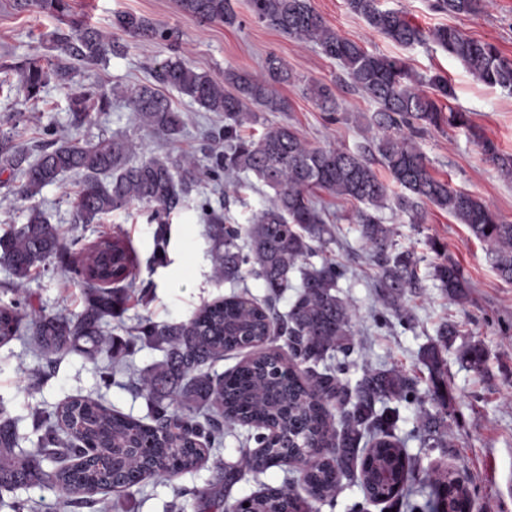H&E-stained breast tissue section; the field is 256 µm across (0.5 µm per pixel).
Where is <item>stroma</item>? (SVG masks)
<instances>
[{
	"mask_svg": "<svg viewBox=\"0 0 512 512\" xmlns=\"http://www.w3.org/2000/svg\"><path fill=\"white\" fill-rule=\"evenodd\" d=\"M312 7L338 34L357 41L368 51L405 58L422 77L446 75L454 89L452 107L466 112L471 130H432L419 141L429 160L434 177L449 182L458 190L489 202L504 221L512 222V182L503 181L493 165L486 162L474 140L481 133L500 150L512 154V92L492 88L476 80L457 60L448 57L434 43L402 47L367 27L349 12L345 0H310ZM383 7L404 10L407 18L423 30L448 25L464 34L493 43L512 59V0H495L488 13L454 17L432 10L431 0H381ZM242 19L238 28L213 23L201 25L177 11L174 0H73L76 17L106 29L114 13L129 11L180 32V53L197 72L223 80L224 70L232 66L255 72L269 54L282 58L296 76L291 85L278 86L290 109L279 113H260L258 121L245 124V138H259L267 126L286 123L295 127L315 147L343 146L357 149L366 137L365 117L374 108L363 93L352 90L335 61L326 58L312 44H304L253 19L248 0H232ZM58 25L46 14H19L0 0V63L15 62L31 56H50L45 36ZM121 46L118 55L107 63L80 70L75 87L100 85L134 88L153 81V69L171 56L170 46L146 43L117 34ZM322 83L336 93L340 104L336 121H328L309 93L311 85ZM174 106L186 121V130L176 143L158 139L139 129L127 99L112 101L110 112L81 130L84 139H96L101 133L128 135L140 141L144 154H198L205 129L219 123L216 113L206 112L189 103L177 92H170ZM26 113L16 133L28 144L39 137L47 123L67 127L68 92L48 86L39 103L26 102L23 95L0 91V117L11 112ZM79 179L64 175L56 184L43 189L39 202L52 223L65 231L92 240L101 233L117 232L134 246L140 274L137 289L147 294L143 305L131 304L120 321L114 322L115 334L136 324L138 318L172 322L191 317L200 305L233 293L228 283H217L212 276V260L198 198H191L182 209L171 213L172 239L166 265L157 266L153 257V227L146 213L138 209L116 211L97 224L73 222L71 201ZM318 202L330 215L333 237L321 255L345 267L347 275L339 282V294L355 314L356 345L350 356L347 375L356 382L364 369L385 365L417 378L418 401L401 406L403 420L398 430L410 456L422 469L442 464L459 471L473 501L472 512H512V283L500 278L484 243L477 240L466 225L457 223L447 212L426 206L425 221L410 223L395 210H383L384 224L395 231L397 249L414 252L419 259L418 274L423 288L407 295L404 305L410 321L400 320L386 309L377 296L378 268L368 256L351 218L357 208L351 200L317 192ZM454 259L470 281V300L461 305L448 299L431 277L432 266L440 255ZM35 306L49 312H78L82 293L77 282L65 275L59 263L36 274L25 285ZM455 324L459 335L445 355L448 368V422L446 449L423 447L413 434L420 410H434L427 396V369L420 361L423 346L436 336L443 322ZM480 344L484 351L482 370L462 364L463 345ZM43 365L29 347L15 341L0 346V401L19 421V431L31 432L28 414L33 407L50 408L67 397L97 392L95 365L84 355L65 356L40 385L32 375ZM213 463L170 481H155L142 492L124 497L107 495L105 512H166L168 505L183 500L185 492L211 482Z\"/></svg>",
	"mask_w": 512,
	"mask_h": 512,
	"instance_id": "1",
	"label": "stroma"
}]
</instances>
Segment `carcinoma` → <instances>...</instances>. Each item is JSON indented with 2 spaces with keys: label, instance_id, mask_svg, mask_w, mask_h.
Segmentation results:
<instances>
[{
  "label": "carcinoma",
  "instance_id": "obj_1",
  "mask_svg": "<svg viewBox=\"0 0 512 512\" xmlns=\"http://www.w3.org/2000/svg\"><path fill=\"white\" fill-rule=\"evenodd\" d=\"M178 10L200 23L241 25L232 0H175ZM494 0H434V10L451 16L488 12ZM347 8L369 28L392 42L412 47L431 41L461 62L478 80L512 91V59L487 41L452 26L427 33L405 13L385 9L380 0H346ZM252 17L301 42H311L338 63L352 88L375 109L366 119L379 162L399 192H391L372 168L366 150L313 147L288 124L268 128L246 140L240 127L260 112H286L288 101L275 89L293 82L278 57H266L258 73L228 67L224 81L195 71L178 55L160 64L155 78L207 112L224 114V125L208 130L206 163L181 155L138 158L141 145L128 136L80 141L52 124L34 146L17 142L14 128L21 112L5 116L11 130H0V175L19 180L15 190L30 202L26 223L0 235V266L9 280L0 284L13 295L0 305V346L14 340L32 346L52 364L79 352L97 364L100 386L128 375L129 387L143 397L147 420L116 410L102 396L77 395L54 410L31 412L36 446L23 448L17 421L0 402V495H12V512H34L17 491L48 486L58 492V512H100L107 493L143 489L154 479H171L198 469L224 443V425L258 430L247 435L237 463L219 468L215 481L192 491L177 512H220L232 488L246 476L258 480L273 467L295 469L305 486L303 497L287 486L265 487L237 501L236 512H313V504L334 505L343 481H361L371 501L400 504L407 512H470L471 499L454 472L427 473L400 447L395 431L402 421L398 406L415 392L413 380L394 368H367L351 389L343 383L345 362L355 346L353 310L337 293L345 271L324 259L315 264L331 234L313 192L325 191L361 204L353 223L367 253L380 270L377 283L383 304L406 319L402 300L421 287L418 260L394 248L393 231L379 213L395 208L423 223L421 205L448 212L489 246L500 277L512 282V223L500 219L484 199L434 178L417 139L430 129L471 128L466 113L446 110L448 80L435 74L427 94L420 79L399 57L370 52L340 36L311 6L310 0H249ZM18 12L50 14L61 26L48 34L54 55L0 65L19 76L18 90L37 102L50 84L68 89L74 62L95 67L118 53L113 33L73 17L71 0H12ZM112 28L143 41L176 40L174 31L133 12L114 14ZM310 93L330 121L339 104L326 84ZM127 97L140 125L155 136L176 142L185 123L163 91L149 85L107 91L90 86L70 99L69 128L77 132L109 110L112 95ZM486 160L512 181V154L474 134ZM80 177L72 201L76 224H98L104 216L137 207L148 212L155 264L166 261L170 225L166 217L182 208L199 187L224 191L223 206H201L211 246L213 278L238 283L252 276L267 290L261 304L248 291L203 304L184 321L156 324L143 320L128 339L112 336L109 325L127 310V290L139 275L135 249L122 237L99 236L91 242L70 237L45 216L37 197L66 174ZM254 175L272 190L245 224L224 223V211L237 201L240 175ZM70 259L67 270L81 286L83 308L76 313L48 312L23 295L30 277L55 259ZM299 275L297 297L284 315L273 307ZM432 279L448 298L465 303L470 282L461 267L444 257L433 265ZM459 330L445 324L421 352L429 391L440 409L423 411L415 431L427 448L448 447V390L444 352ZM162 352V359L138 372L123 363L129 344ZM249 349L251 355L228 373L215 365L224 353ZM461 359L479 370L483 349L461 350ZM256 443L250 448V443Z\"/></svg>",
  "mask_w": 512,
  "mask_h": 512
}]
</instances>
